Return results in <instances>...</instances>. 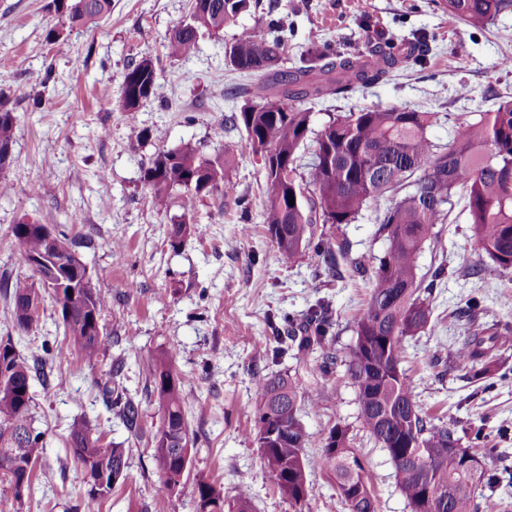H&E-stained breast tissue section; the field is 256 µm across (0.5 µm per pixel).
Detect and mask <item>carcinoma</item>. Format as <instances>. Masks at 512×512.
<instances>
[{
  "label": "carcinoma",
  "mask_w": 512,
  "mask_h": 512,
  "mask_svg": "<svg viewBox=\"0 0 512 512\" xmlns=\"http://www.w3.org/2000/svg\"><path fill=\"white\" fill-rule=\"evenodd\" d=\"M54 13L70 24H85L112 12V0H52ZM448 21L484 28L512 11V0H440ZM250 7L249 0H192L187 19L176 25L166 40L167 54L186 57L197 50L205 33L217 34L236 22ZM265 28L241 32L224 45V62L231 71L258 78L254 91L241 107L224 118L214 135L227 128L245 132V147L270 155L264 169L267 205L266 235L278 254L288 260L301 253L314 259L320 275L336 276L347 266L352 274L367 276L371 290L356 321V340L346 371L356 387L359 420L394 466L398 488L412 512H497V504L476 500L482 464L480 453L446 423H435L425 413L401 368L407 339L424 332L433 315L431 285L419 276L417 256L435 236L434 228L448 222L463 204L477 251L486 255L484 269L501 275L512 269V96L500 98L491 110L470 112L456 123L448 143L432 142L428 129L437 113L398 107H363L339 112L313 139V149L299 172L301 150L307 147L312 112L306 100L344 95L358 86L391 76L399 58L384 43L374 51L377 67L360 55L338 53L324 44L312 46L300 58L301 66L288 73L279 69L286 52L285 25L267 18ZM158 73L152 57L128 67L119 107L132 120L155 93ZM17 116L0 101V170L10 163ZM229 154L210 156L190 142L160 150L143 170L142 181L154 197L177 198L184 214L171 220L170 235L187 231L185 213L200 198L233 190ZM294 203H289V199ZM375 212L377 232L387 241L384 255L365 268L351 255L349 241L316 233L319 224H351L363 209ZM44 225L15 224L11 234L32 275L3 278L0 289L12 302L13 327L28 330L34 319L25 315L31 295L46 283L38 257L76 258L73 242L62 231L47 235ZM65 335L88 363L99 361L106 336L101 315L108 301L95 288L70 294L54 292ZM468 300L455 310L467 318L465 339L456 362L476 367L494 362L512 338V329L498 324H477ZM283 334L273 337L274 354L292 353L306 361L317 349L333 343V322L328 309L317 304L305 316L282 318ZM43 365L20 353L11 340H0V476L7 477L15 495L30 488L43 454L41 433L34 428L31 381ZM152 394L159 421L148 437L153 449L160 488L176 486L190 469H182V451H191V436L184 408L185 374L172 357L156 358ZM112 413L136 438L143 437L139 404L126 392L104 388ZM320 395L298 390L293 378L275 374L260 379L255 388L254 441L261 449L269 484L296 504L313 496L305 457L306 432L300 420L303 406L316 407ZM278 438L268 440L270 429ZM73 457L88 476L84 512H95L100 501L126 479L125 449L104 444L85 421L69 428ZM321 468L336 481L346 512H376L374 490L366 469L351 446L349 428L335 425L320 459ZM196 512H253L244 494L227 502L210 477L193 474Z\"/></svg>",
  "instance_id": "obj_1"
}]
</instances>
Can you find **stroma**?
Returning a JSON list of instances; mask_svg holds the SVG:
<instances>
[{"instance_id":"1","label":"stroma","mask_w":512,"mask_h":512,"mask_svg":"<svg viewBox=\"0 0 512 512\" xmlns=\"http://www.w3.org/2000/svg\"><path fill=\"white\" fill-rule=\"evenodd\" d=\"M49 3L0 0V99L18 117L12 161L0 171L10 185L0 196V274L28 272L11 235L13 224L29 217L62 228L94 287L109 301L101 319L108 339L104 358L88 365L65 337L52 297L42 301L32 328L21 332L12 328L10 305L0 295V339L11 337L28 359L46 362L43 376L31 382L34 426L43 434V475L19 499L0 479V512H77L87 476L67 436L79 420L94 426L103 443L126 450L128 479L102 500L99 512H194L191 480L158 492L150 445L131 436L103 398L110 366H121L117 381L139 400L141 426L151 432L158 416L150 370L161 353L172 355L186 376L185 412L195 438L191 467L207 472L225 498L247 493L254 512H344L334 482L319 466L328 432L339 423L348 426L365 463L377 512H411L386 451L361 427L356 391L343 366L369 280L347 270L334 280L318 277L310 256L288 262L269 243L261 156L241 148V130L220 141L213 137L214 127L236 107L241 88L255 82L228 70L224 45L242 29L258 26L260 17L282 19L289 40L282 67L289 71L315 44L367 56L384 37L403 53L417 35H432L424 64H401L385 81L344 98L310 101L309 108L317 129L336 113L365 106L435 112L440 120L429 136L444 144L458 116L490 109L498 96L512 95V67L502 64L512 56V13L481 30L449 26L434 0H259L236 24L203 35L193 55L171 58L165 38L187 18L191 0H112L109 16L73 27ZM52 28L61 32L65 50L48 41ZM148 55L157 58L159 75L154 96L136 114L150 136L134 153L118 101L128 66ZM470 88L477 98L465 97ZM188 140L208 155L233 149L229 176L236 193L204 198L187 233L175 242L170 220L182 209L178 201L156 199L141 172L158 149ZM239 194L251 203L245 221L235 200ZM375 229L369 210L353 223L324 227L347 238L353 255L367 263L387 246ZM435 231L417 259L420 273L445 269L433 288V329L408 340L402 369L428 414L478 435L489 449L483 469L496 481L477 494L499 499V512H512V342L493 375L473 378L469 367L454 361L463 323L452 316L471 298L482 321L512 326V306L501 302L512 272L480 274L482 259L474 254L461 209ZM114 241L123 244V257L113 255ZM319 301L328 304L336 323L335 372H320L318 351L303 365L289 357L272 363L268 340L281 317L305 314ZM275 373L295 375L299 389L321 393L319 406L300 414L313 487L301 506L271 488L252 436L255 382Z\"/></svg>"}]
</instances>
